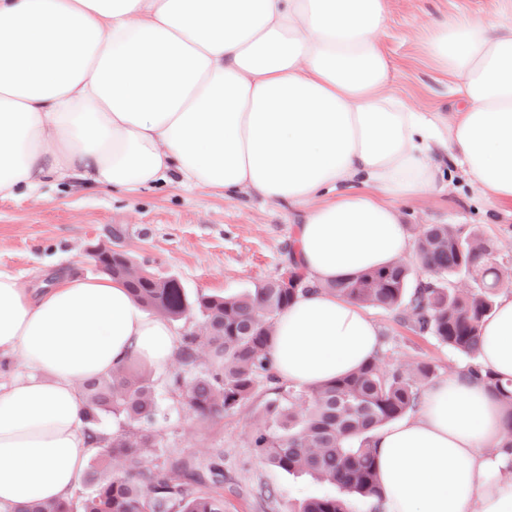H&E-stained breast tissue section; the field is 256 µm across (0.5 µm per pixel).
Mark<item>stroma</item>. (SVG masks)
Masks as SVG:
<instances>
[{"label":"stroma","mask_w":512,"mask_h":512,"mask_svg":"<svg viewBox=\"0 0 512 512\" xmlns=\"http://www.w3.org/2000/svg\"><path fill=\"white\" fill-rule=\"evenodd\" d=\"M493 0H389L384 46L394 69L393 90L428 111L448 109V80L425 60L418 40L422 22L467 11L486 16ZM406 231L416 237L423 224H456L475 229L512 267V214H488L464 185L414 199L403 206ZM295 216L287 208L246 197L163 186L149 191L75 190L48 184L39 194L0 201V271L48 288L55 272L99 276L89 251L111 246L160 277L178 279L188 293L231 295L277 276L288 264ZM391 371L418 361L455 375L462 357L435 340L413 333L394 312L371 309ZM179 361L152 371L165 418L155 427L159 456L222 460L224 512H288L311 497H333L338 488L269 465L252 445L261 424L265 392L218 421L198 420L167 381L182 372Z\"/></svg>","instance_id":"1"}]
</instances>
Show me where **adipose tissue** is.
I'll list each match as a JSON object with an SVG mask.
<instances>
[{
    "label": "adipose tissue",
    "instance_id": "adipose-tissue-1",
    "mask_svg": "<svg viewBox=\"0 0 512 512\" xmlns=\"http://www.w3.org/2000/svg\"><path fill=\"white\" fill-rule=\"evenodd\" d=\"M389 0H0V200L75 181L174 184L283 204L315 282L274 322L276 375L308 387L372 359L380 338L328 283L412 250L402 204L453 180L512 210V0L426 24L452 112L391 88ZM484 371L512 380V293L480 329ZM179 341L121 282L0 272V512L71 495L95 451L80 388ZM500 398L439 378L416 415L377 431L383 512H512Z\"/></svg>",
    "mask_w": 512,
    "mask_h": 512
}]
</instances>
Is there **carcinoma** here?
<instances>
[{
	"label": "carcinoma",
	"mask_w": 512,
	"mask_h": 512,
	"mask_svg": "<svg viewBox=\"0 0 512 512\" xmlns=\"http://www.w3.org/2000/svg\"><path fill=\"white\" fill-rule=\"evenodd\" d=\"M103 272L125 284L142 306L167 319L181 320L196 312L199 330L183 331L178 357L190 366L205 356L206 370L174 375L169 387L200 420L216 421L236 412L254 397L261 384L273 398L265 404V422L253 436L265 460L288 474H307L336 485L341 497H314L297 512H352L357 499L373 501L382 512L375 433L416 410L424 384L438 376L437 366L418 361L405 370L381 369L377 354L356 372L326 383L295 389L273 372L269 348L275 316L312 284L296 266L254 288L230 296L207 292L189 295L171 280L139 269L125 252L99 248ZM414 262L429 275H413L411 262L399 259L387 267L339 279L327 290L363 307L401 310L400 319L415 333L428 335L457 352L465 363L457 375L482 380L496 392L512 430V381L482 373L478 327L493 309L492 290L512 282V269L501 266L493 244L454 224H426L414 240ZM463 275L471 282L456 286ZM89 436L98 440L102 418L115 416L125 429L95 454L97 468L84 482L93 486L81 512H224L223 464L201 470L188 458H150L154 435L143 425L160 418L157 387L150 374L128 362L107 377L82 386ZM74 498L43 501L20 512H75Z\"/></svg>",
	"instance_id": "cac0c4a2"
}]
</instances>
